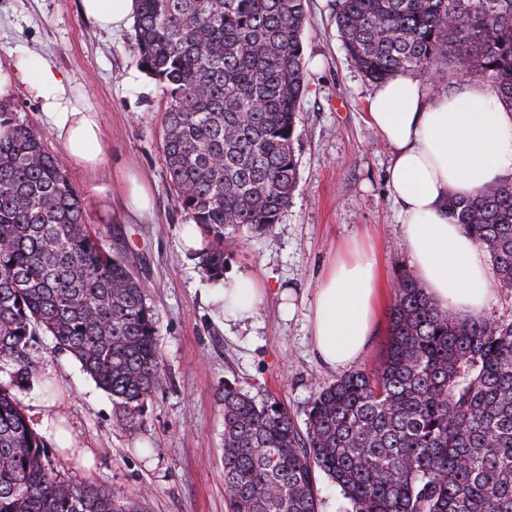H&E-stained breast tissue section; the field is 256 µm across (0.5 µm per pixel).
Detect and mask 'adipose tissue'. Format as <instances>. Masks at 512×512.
I'll return each instance as SVG.
<instances>
[{"label":"adipose tissue","mask_w":512,"mask_h":512,"mask_svg":"<svg viewBox=\"0 0 512 512\" xmlns=\"http://www.w3.org/2000/svg\"><path fill=\"white\" fill-rule=\"evenodd\" d=\"M135 0H81V11L100 28L130 26ZM23 79L41 103L66 158L94 171L104 162L101 118L75 99L49 63H31L15 76L0 71V98ZM367 117L392 149L387 168L399 208L402 238L432 302L453 315L479 314L491 282L485 254L461 225L448 219L449 195L468 196L512 176V111L495 90L466 80L453 94H428L423 81L404 72L381 82L368 99ZM383 284L375 260L348 244L319 288L312 317L317 356L332 368L359 360L373 333ZM259 296L253 281L212 289L214 303L242 319Z\"/></svg>","instance_id":"obj_1"}]
</instances>
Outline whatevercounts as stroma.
Returning a JSON list of instances; mask_svg holds the SVG:
<instances>
[{
  "label": "stroma",
  "instance_id": "35a3bbf8",
  "mask_svg": "<svg viewBox=\"0 0 512 512\" xmlns=\"http://www.w3.org/2000/svg\"><path fill=\"white\" fill-rule=\"evenodd\" d=\"M336 0H309L304 40L305 91L294 151L299 185L278 224L224 245V275L261 288L253 316L237 321L212 302L197 252L185 250L186 224L162 153L166 97L137 66L133 29L111 32L85 19L79 0H0V69L48 61L72 95L100 112L106 161L91 173L69 164L85 218L105 249L123 254L146 284L157 327L163 383L136 412L83 372L52 337L27 350L29 382L14 394L31 427L51 406L77 447L93 458L49 447L74 484L119 490L142 512H226L224 385L279 399L304 422L317 383L338 372L313 351L310 318L317 291L346 241L369 239L386 280L411 267L399 214L387 186L392 151L366 117L374 89L348 58L334 23ZM11 100L25 125L62 155L38 100L17 84ZM147 182L151 210L124 207L125 176ZM296 296L283 319L279 293Z\"/></svg>",
  "mask_w": 512,
  "mask_h": 512
}]
</instances>
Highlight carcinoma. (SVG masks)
<instances>
[{
  "instance_id": "carcinoma-1",
  "label": "carcinoma",
  "mask_w": 512,
  "mask_h": 512,
  "mask_svg": "<svg viewBox=\"0 0 512 512\" xmlns=\"http://www.w3.org/2000/svg\"><path fill=\"white\" fill-rule=\"evenodd\" d=\"M138 67L167 96L163 153L178 207L198 226L265 231L297 186L307 0H136ZM352 62L492 85L512 110V0H336ZM0 102V512H139L120 492L55 469L12 393L36 330L134 411L162 384L144 284L86 224L43 134ZM448 218L512 288V177L448 197ZM224 282V247L200 255ZM390 342L373 370L318 386L301 429L283 404L224 384L228 512H318L326 475L347 512H512V322L453 316L397 276Z\"/></svg>"
}]
</instances>
